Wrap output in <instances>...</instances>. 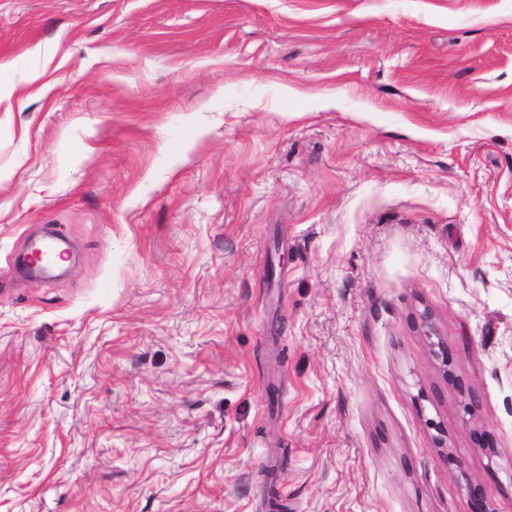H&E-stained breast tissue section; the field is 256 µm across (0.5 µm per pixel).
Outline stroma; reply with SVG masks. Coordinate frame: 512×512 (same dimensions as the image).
Returning a JSON list of instances; mask_svg holds the SVG:
<instances>
[{
	"instance_id": "35a3bbf8",
	"label": "stroma",
	"mask_w": 512,
	"mask_h": 512,
	"mask_svg": "<svg viewBox=\"0 0 512 512\" xmlns=\"http://www.w3.org/2000/svg\"><path fill=\"white\" fill-rule=\"evenodd\" d=\"M0 76V512H512V0H0Z\"/></svg>"
}]
</instances>
